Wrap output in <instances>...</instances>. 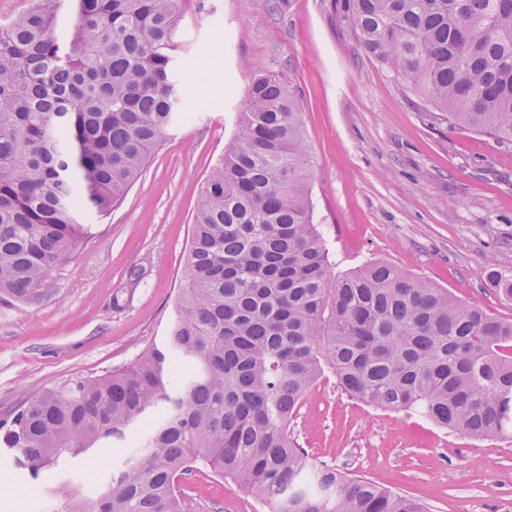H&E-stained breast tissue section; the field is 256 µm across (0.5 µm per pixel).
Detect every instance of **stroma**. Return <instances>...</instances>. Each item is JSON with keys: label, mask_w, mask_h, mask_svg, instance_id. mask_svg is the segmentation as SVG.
I'll list each match as a JSON object with an SVG mask.
<instances>
[{"label": "stroma", "mask_w": 512, "mask_h": 512, "mask_svg": "<svg viewBox=\"0 0 512 512\" xmlns=\"http://www.w3.org/2000/svg\"><path fill=\"white\" fill-rule=\"evenodd\" d=\"M335 0H185L176 69L193 112L166 132L127 195L82 218L88 237L37 301H0V418L22 397L122 368L163 342L178 302L200 187L236 131L252 76L276 71L300 103L314 222L334 271L382 260L512 321V143L454 128L369 58ZM145 278L129 287L127 273ZM291 429L326 464L428 512H512V442L478 440L418 413L376 409L321 378ZM115 441L32 479L0 453V512H51L59 477H112ZM182 512H265L227 478L194 473Z\"/></svg>", "instance_id": "obj_1"}]
</instances>
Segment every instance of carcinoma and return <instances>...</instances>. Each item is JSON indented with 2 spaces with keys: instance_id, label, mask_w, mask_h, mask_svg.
Returning <instances> with one entry per match:
<instances>
[{
  "instance_id": "obj_1",
  "label": "carcinoma",
  "mask_w": 512,
  "mask_h": 512,
  "mask_svg": "<svg viewBox=\"0 0 512 512\" xmlns=\"http://www.w3.org/2000/svg\"><path fill=\"white\" fill-rule=\"evenodd\" d=\"M336 8L425 111L512 142V0ZM181 18L182 0H33L0 24L1 294L34 299L85 239L75 202L108 213L190 110L175 77ZM247 98L201 187L163 343L0 420V444L36 479L159 415L96 498L59 484L56 512H181L194 471L230 479L268 512H425L334 468L308 471L289 424L327 372L369 406L512 440V322L388 262L334 274L296 94L266 71Z\"/></svg>"
}]
</instances>
